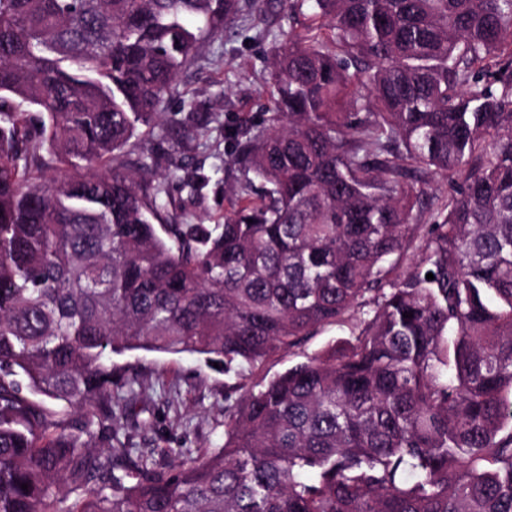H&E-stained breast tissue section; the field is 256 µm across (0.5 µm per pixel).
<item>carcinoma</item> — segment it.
I'll return each mask as SVG.
<instances>
[{
    "mask_svg": "<svg viewBox=\"0 0 512 512\" xmlns=\"http://www.w3.org/2000/svg\"><path fill=\"white\" fill-rule=\"evenodd\" d=\"M283 5L311 25L273 34L276 125L224 130L261 195L210 228L124 156L235 0H0V512H512V0ZM361 308L221 445L162 467L120 436L153 423L112 356L239 375ZM427 198L425 200L426 205L424 206L423 213L420 221L415 226V236L417 240L413 243L412 247L403 255L400 260L399 271L403 272L409 268L420 256V248L423 239L429 236L431 221L429 219L431 204L434 203L433 208L436 207L437 203L446 195L448 192V179L443 177H435L430 180L427 186Z\"/></svg>",
    "mask_w": 512,
    "mask_h": 512,
    "instance_id": "1",
    "label": "carcinoma"
}]
</instances>
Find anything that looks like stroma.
Wrapping results in <instances>:
<instances>
[{
    "instance_id": "1",
    "label": "stroma",
    "mask_w": 512,
    "mask_h": 512,
    "mask_svg": "<svg viewBox=\"0 0 512 512\" xmlns=\"http://www.w3.org/2000/svg\"><path fill=\"white\" fill-rule=\"evenodd\" d=\"M237 15L202 41L199 53L180 71L161 106L163 131L131 147L126 160L138 165L143 153L159 158L160 168L180 161L182 175H203L202 190L189 192L173 184V224H220L231 211L232 193L248 182L247 174L229 162L224 151V129L243 126L256 132L267 129L270 115L264 106L272 93L263 60L271 54L269 32L288 27L304 31L306 16H289L279 0H237ZM202 133L193 150L180 153L173 146L185 127ZM353 323L318 329L298 347L269 358L264 364L243 371L245 384L253 385L306 361L329 346L351 340ZM117 376L137 377L143 392L142 405L156 428L147 437H134L133 444L162 465L183 448H212L224 440V407L229 386L238 378L209 367L193 354L169 355L133 351L112 358Z\"/></svg>"
}]
</instances>
